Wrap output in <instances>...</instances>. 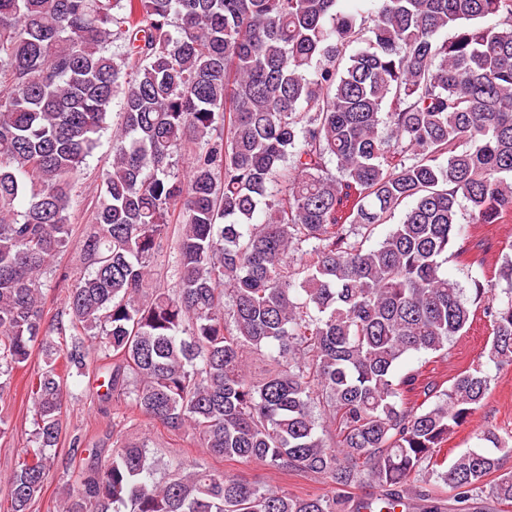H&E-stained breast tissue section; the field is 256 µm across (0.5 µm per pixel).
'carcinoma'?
<instances>
[{
    "instance_id": "obj_1",
    "label": "carcinoma",
    "mask_w": 512,
    "mask_h": 512,
    "mask_svg": "<svg viewBox=\"0 0 512 512\" xmlns=\"http://www.w3.org/2000/svg\"><path fill=\"white\" fill-rule=\"evenodd\" d=\"M338 2L0 0V392L43 362L0 488L9 512L42 497L65 377L91 368L112 430L72 437L91 464L57 512L512 505L509 435L481 429L483 447L434 468L491 370L512 365V241L507 288L441 272L472 226L512 217V0ZM116 96L112 165L50 316L42 279L71 243L75 179ZM474 306L492 332L448 385L400 372L448 359ZM144 423L332 492L260 487L202 458L170 459L158 480L148 439L129 437ZM368 483L377 495L354 493Z\"/></svg>"
}]
</instances>
